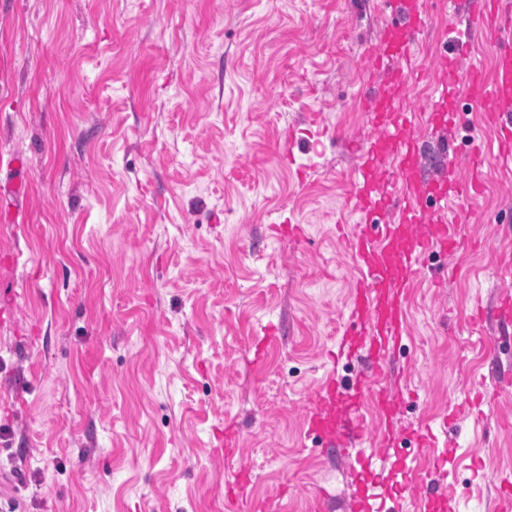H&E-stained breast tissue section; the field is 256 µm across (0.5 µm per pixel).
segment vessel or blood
I'll list each match as a JSON object with an SVG mask.
<instances>
[{"instance_id":"b4317fda","label":"vessel or blood","mask_w":512,"mask_h":512,"mask_svg":"<svg viewBox=\"0 0 512 512\" xmlns=\"http://www.w3.org/2000/svg\"><path fill=\"white\" fill-rule=\"evenodd\" d=\"M385 12L393 17L381 41L368 52L376 73L385 75L383 90L371 93L367 113L369 134L360 145L362 163L353 173V192L349 208L358 217L344 243L352 262L355 290L350 329L339 347V356L363 357L368 371L351 381L328 378L315 391L309 412L310 436L321 442L323 450L354 456L358 473L368 476L383 470L394 460L400 471L410 464L405 457H390L388 451L374 448L362 412V399L374 377L383 375L390 356L407 335L403 304L411 281L423 271V259L437 250L455 255L462 245L459 229L448 218L449 208H464L482 193L483 174L491 166L504 167L512 162V11L503 0H465L464 26L448 29V44L439 57V69L449 80L474 89L489 88L483 120L492 130L491 147L472 142L468 153L449 149L441 170L431 179H423L417 140L410 134L416 111H424L437 130H455L456 113L441 102H419L415 84L427 78L424 70H414L412 61L417 36L429 24L428 0H382ZM493 40L499 47L492 75L471 61L477 37ZM392 150V170L384 181H376L374 170L385 150ZM13 177L0 188V194L13 198L25 196L28 179L24 163L13 156L5 161ZM416 224L427 225L422 234L413 233ZM494 320L512 324V292L503 291L493 308H476L473 323ZM512 390V373L503 372L491 385L474 390L463 404L456 406L440 421L439 431L419 424L409 431L416 456L436 454L438 466L449 462L447 454L437 453V433H448L458 417L472 406L491 408ZM421 497L440 512L445 506L444 485L429 482L419 488L402 486L396 495L378 493L376 484H362L351 502V512H404L407 499Z\"/></svg>"}]
</instances>
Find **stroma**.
Returning <instances> with one entry per match:
<instances>
[{"instance_id":"obj_1","label":"stroma","mask_w":512,"mask_h":512,"mask_svg":"<svg viewBox=\"0 0 512 512\" xmlns=\"http://www.w3.org/2000/svg\"><path fill=\"white\" fill-rule=\"evenodd\" d=\"M463 12L432 0L416 66ZM378 0H0V156L29 191L0 223V512H347L351 460L306 434L346 332L337 218L382 84ZM484 93L449 88L457 145L492 134ZM303 235L278 237L286 221ZM409 290L391 366L419 395L396 425L440 421L512 345L470 325L512 260V176L489 169ZM239 432L232 455L224 429ZM445 512H492L512 472V393L458 423ZM247 483L227 504L225 480ZM329 500H320L319 488Z\"/></svg>"}]
</instances>
